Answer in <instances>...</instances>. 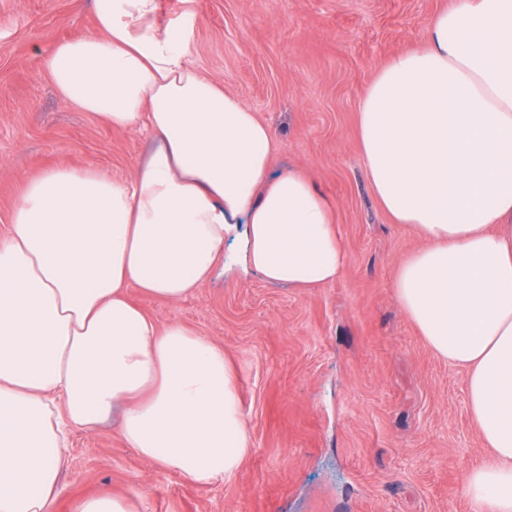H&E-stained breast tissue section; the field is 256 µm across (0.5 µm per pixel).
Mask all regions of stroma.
<instances>
[{
	"label": "stroma",
	"instance_id": "35a3bbf8",
	"mask_svg": "<svg viewBox=\"0 0 512 512\" xmlns=\"http://www.w3.org/2000/svg\"><path fill=\"white\" fill-rule=\"evenodd\" d=\"M454 0H159L193 20V62L272 130L273 174L306 173L337 209L348 255L335 285L288 288L224 263L176 303L131 289L158 324L224 348L251 436L236 473L208 486L139 456L112 420L71 437L53 512L75 499L140 496L141 512H470L459 462L487 455L467 372L439 358L399 306L394 280L419 246L393 223L363 166L356 105L392 57L421 48ZM94 0H0V234L24 183L47 167L129 177L152 147L65 102L41 67L93 26Z\"/></svg>",
	"mask_w": 512,
	"mask_h": 512
}]
</instances>
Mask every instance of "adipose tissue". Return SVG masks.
I'll use <instances>...</instances> for the list:
<instances>
[{
    "mask_svg": "<svg viewBox=\"0 0 512 512\" xmlns=\"http://www.w3.org/2000/svg\"><path fill=\"white\" fill-rule=\"evenodd\" d=\"M158 10L96 0L93 29L41 61L64 101L156 146L125 179L66 165L30 178L0 237V512H51L70 434L116 410L128 447L190 482L231 477L246 456L223 346L159 325L129 288L188 297L239 229L267 282L327 287L347 265L332 204L302 172L272 175L270 128L191 61V24L159 25ZM357 112L376 197L422 240L396 297L468 371L490 454L464 494L472 512H512V0L434 15Z\"/></svg>",
    "mask_w": 512,
    "mask_h": 512,
    "instance_id": "ef3b65f1",
    "label": "adipose tissue"
}]
</instances>
